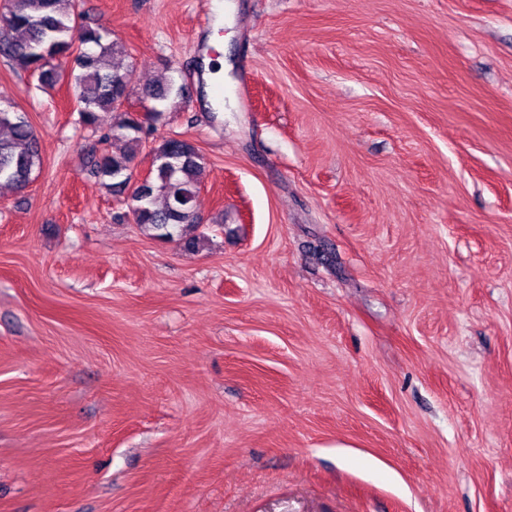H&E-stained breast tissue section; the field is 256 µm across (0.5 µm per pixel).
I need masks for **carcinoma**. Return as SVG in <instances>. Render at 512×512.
I'll use <instances>...</instances> for the list:
<instances>
[{
  "label": "carcinoma",
  "mask_w": 512,
  "mask_h": 512,
  "mask_svg": "<svg viewBox=\"0 0 512 512\" xmlns=\"http://www.w3.org/2000/svg\"><path fill=\"white\" fill-rule=\"evenodd\" d=\"M83 18L79 0H6L7 31L0 38V57L37 78L44 89L68 79L80 122L101 132L92 150L93 173L107 188L129 192L135 222L151 236L177 235L186 247L196 248L201 237L190 230L199 225L204 158L190 141L166 137L150 146L153 161L147 185L136 184L133 148L142 145L145 129L121 103L135 93L133 70L122 62L127 51L112 39V30L93 27ZM61 57L73 58L78 73L63 74L54 65ZM183 96L184 86L171 78L143 89L141 101L156 123ZM109 113L119 114V120L106 129L103 117ZM0 129L7 131L0 137V185L21 190L41 161L34 129L26 113L12 106L0 107Z\"/></svg>",
  "instance_id": "carcinoma-1"
}]
</instances>
